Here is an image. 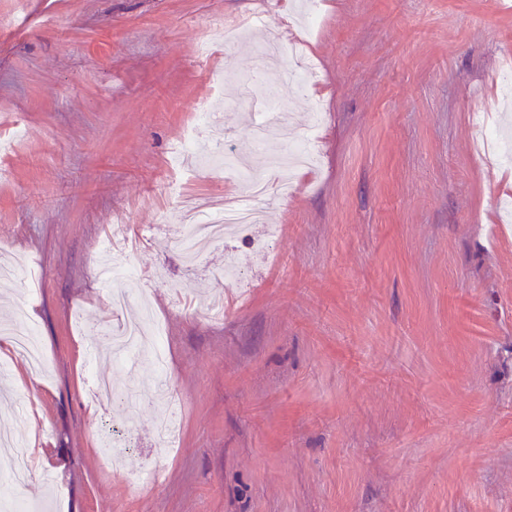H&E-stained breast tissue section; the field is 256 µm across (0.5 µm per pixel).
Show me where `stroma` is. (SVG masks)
I'll return each instance as SVG.
<instances>
[{
  "mask_svg": "<svg viewBox=\"0 0 512 512\" xmlns=\"http://www.w3.org/2000/svg\"><path fill=\"white\" fill-rule=\"evenodd\" d=\"M0 0V249L39 272L0 280V320L35 322L44 371L0 373V428L44 446L25 487L33 512H512V167L474 150V110L512 59L501 0H323L296 93L251 38L208 23L293 0ZM213 51L198 61L197 45ZM266 70L265 87L243 74ZM284 112H265V88ZM224 95L215 134L277 180L254 132L297 114L315 166L266 223L185 269L181 215L163 187L200 198L246 189L230 170L170 166L198 101ZM123 215L146 280L121 281L123 319L162 321L166 372L97 354L114 325L95 242ZM235 265L229 283L209 275ZM224 296L223 318L206 316ZM139 395L87 394L91 373ZM169 384L180 450L154 446ZM130 435L120 464L109 430ZM51 471L53 484L42 483Z\"/></svg>",
  "mask_w": 512,
  "mask_h": 512,
  "instance_id": "stroma-1",
  "label": "stroma"
}]
</instances>
